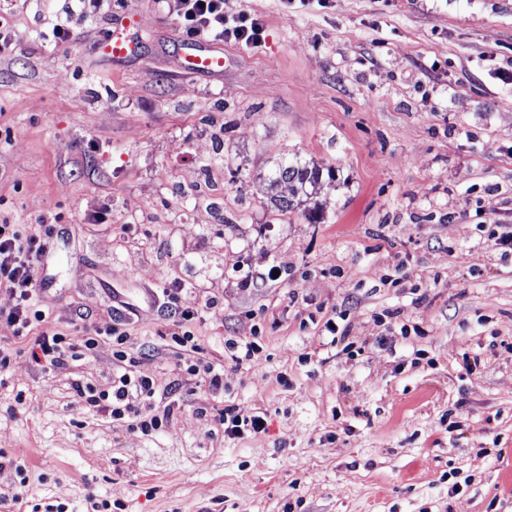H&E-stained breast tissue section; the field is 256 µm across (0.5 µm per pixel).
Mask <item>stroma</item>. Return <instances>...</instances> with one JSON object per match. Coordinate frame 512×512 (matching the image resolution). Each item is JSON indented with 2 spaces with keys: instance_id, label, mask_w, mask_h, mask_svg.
<instances>
[{
  "instance_id": "1",
  "label": "stroma",
  "mask_w": 512,
  "mask_h": 512,
  "mask_svg": "<svg viewBox=\"0 0 512 512\" xmlns=\"http://www.w3.org/2000/svg\"><path fill=\"white\" fill-rule=\"evenodd\" d=\"M67 5L0 0V221L62 214L53 324L132 305L172 412L145 437L86 411L70 384L108 386L111 348L49 370L0 324V497L27 478L11 512H512V253L494 241L512 232V0H226L265 45H224L209 76L181 72L161 0H114L60 44ZM116 13L140 43L117 64L97 49ZM284 158L322 173L288 214L265 181ZM95 206L110 223H88ZM175 281L205 308L193 331L221 387L165 341L155 290ZM337 310L355 358L323 331ZM251 335L257 364L235 366L228 340ZM228 404L266 432L225 437ZM453 469L472 478L457 493Z\"/></svg>"
}]
</instances>
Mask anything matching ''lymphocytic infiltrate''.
<instances>
[{"label":"lymphocytic infiltrate","instance_id":"1","mask_svg":"<svg viewBox=\"0 0 512 512\" xmlns=\"http://www.w3.org/2000/svg\"><path fill=\"white\" fill-rule=\"evenodd\" d=\"M224 0H168L182 34L189 38L205 36L237 46L248 52L259 51L265 43V26L260 17L249 11L228 13ZM57 228L53 217L40 218L38 226L0 224V292L8 294L11 306L0 309V324L11 329L15 338L25 341L31 359L39 365L57 368L94 355L101 345H109L116 372L109 388L74 380L71 388L86 409L108 414L112 420L126 424L130 431L144 436L158 433L164 416L154 413L152 402L160 389L155 380L140 371L141 357L130 342L124 317L118 316L104 325L80 317L72 330H57L49 314L38 301L39 277L43 257ZM182 283L162 288L169 305L179 306V318L168 333L171 347L185 352L182 363L186 372L212 387L222 385L224 368L197 357L192 323L199 312L180 307Z\"/></svg>","mask_w":512,"mask_h":512}]
</instances>
